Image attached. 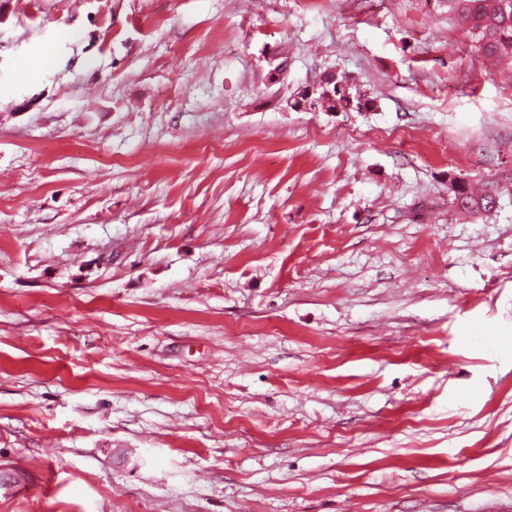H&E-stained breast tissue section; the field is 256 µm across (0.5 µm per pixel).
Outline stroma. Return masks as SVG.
Returning <instances> with one entry per match:
<instances>
[{"mask_svg":"<svg viewBox=\"0 0 512 512\" xmlns=\"http://www.w3.org/2000/svg\"><path fill=\"white\" fill-rule=\"evenodd\" d=\"M0 512H512V75L446 0H0ZM343 78H338L334 74H330L326 79L324 86V97L321 107L327 112H349L351 110H361L362 107L368 104L369 100L360 93L353 96L348 92V84ZM454 200L459 208L476 210H490L495 205V197L490 194L475 198L466 188L465 183H458L454 186Z\"/></svg>","mask_w":512,"mask_h":512,"instance_id":"obj_1","label":"stroma"}]
</instances>
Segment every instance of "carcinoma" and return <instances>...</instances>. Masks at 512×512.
Here are the masks:
<instances>
[{
	"label": "carcinoma",
	"instance_id": "carcinoma-1",
	"mask_svg": "<svg viewBox=\"0 0 512 512\" xmlns=\"http://www.w3.org/2000/svg\"><path fill=\"white\" fill-rule=\"evenodd\" d=\"M448 11L454 13L460 27L472 37L477 57L493 64L512 62V0H448ZM368 101L363 95L348 92L343 79L331 74L326 79L321 107L328 112L360 110ZM458 207L490 210L495 197H474L463 183L454 187Z\"/></svg>",
	"mask_w": 512,
	"mask_h": 512
}]
</instances>
